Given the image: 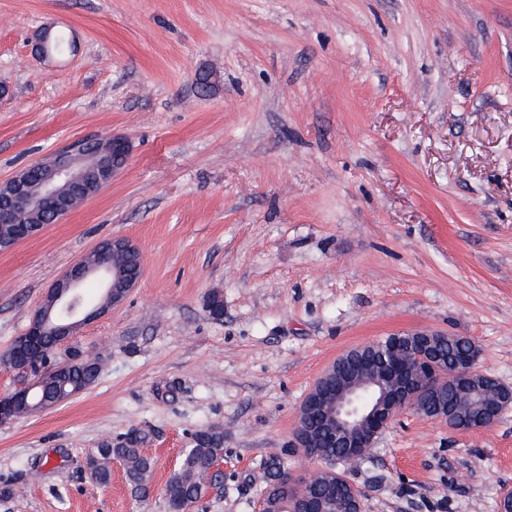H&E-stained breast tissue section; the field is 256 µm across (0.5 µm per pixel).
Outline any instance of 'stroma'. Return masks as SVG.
I'll return each instance as SVG.
<instances>
[{"label": "stroma", "mask_w": 512, "mask_h": 512, "mask_svg": "<svg viewBox=\"0 0 512 512\" xmlns=\"http://www.w3.org/2000/svg\"><path fill=\"white\" fill-rule=\"evenodd\" d=\"M72 48L31 52L42 27ZM0 181L121 134L123 172L0 252V353L52 283L113 236L127 301L71 349L97 380L0 425V512H168L195 432L224 455L193 512H255L270 463L300 476L298 408L344 351L466 336L512 389V0H0ZM224 299L210 316L211 293ZM147 436L151 493L84 459ZM364 512H499L512 406L487 430L404 412L339 464Z\"/></svg>", "instance_id": "stroma-1"}]
</instances>
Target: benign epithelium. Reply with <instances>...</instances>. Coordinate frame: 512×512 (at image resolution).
Here are the masks:
<instances>
[{
  "label": "benign epithelium",
  "instance_id": "7a95c632",
  "mask_svg": "<svg viewBox=\"0 0 512 512\" xmlns=\"http://www.w3.org/2000/svg\"><path fill=\"white\" fill-rule=\"evenodd\" d=\"M52 28H43L36 36L33 51L45 59L51 55ZM132 151L130 140L112 135L104 141L83 139L57 150L0 182V251L13 249L21 242L39 236L51 224L60 223L75 207L97 195L127 165ZM141 259L136 244L124 237L103 240L90 255L77 260L47 290L26 331L16 337L0 355V365L23 383L0 396V424L9 423L32 411L50 410L75 395L62 384L53 396L43 395L53 379L65 376L90 361L72 355L60 359L57 351L88 322L124 303L139 279L129 276L131 259ZM91 278L100 281L104 301L91 306L82 300V288ZM439 332L417 331L396 334L386 341L383 381H356L361 364L356 350H348L336 359L315 381L303 400L293 440L297 448H306V457L321 460L313 451L314 437L304 424L309 411L324 402L328 405V429L334 443L346 448L348 458L366 454L376 438L404 410L425 415L429 383L448 376L457 384L469 380L470 368L480 357L478 345L455 369L446 372L447 360L435 353L433 345ZM416 345L415 359L404 358L406 349ZM506 408L499 397L487 401L484 417L472 429H489ZM325 470L306 477L289 478L284 487L283 512H363L360 491L344 482L336 499L325 502L309 492L319 485Z\"/></svg>",
  "mask_w": 512,
  "mask_h": 512
}]
</instances>
